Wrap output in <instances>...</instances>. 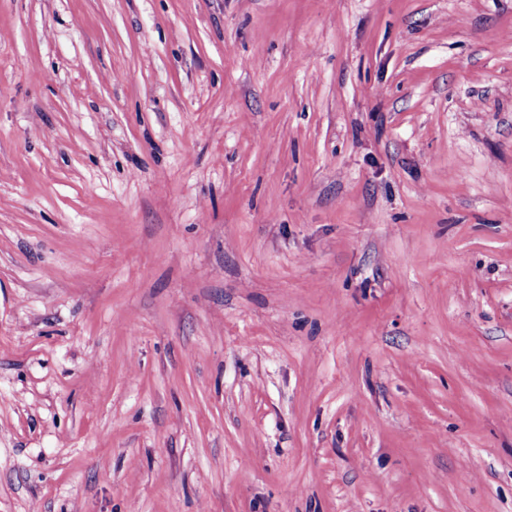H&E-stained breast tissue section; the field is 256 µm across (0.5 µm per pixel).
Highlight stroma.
Masks as SVG:
<instances>
[{
	"mask_svg": "<svg viewBox=\"0 0 512 512\" xmlns=\"http://www.w3.org/2000/svg\"><path fill=\"white\" fill-rule=\"evenodd\" d=\"M0 512H512V0H0Z\"/></svg>",
	"mask_w": 512,
	"mask_h": 512,
	"instance_id": "stroma-1",
	"label": "stroma"
}]
</instances>
